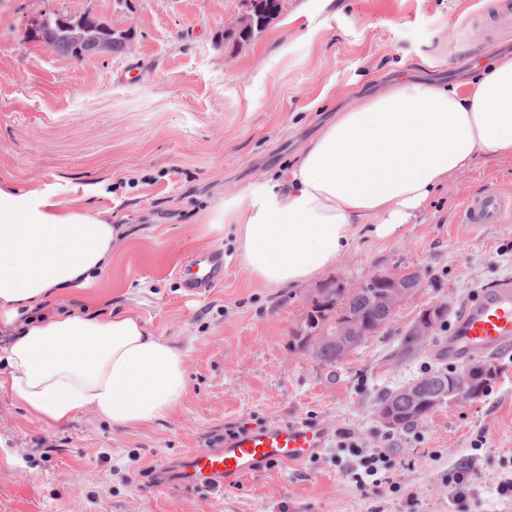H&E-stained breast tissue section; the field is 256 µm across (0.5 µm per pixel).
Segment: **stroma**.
Listing matches in <instances>:
<instances>
[{"label": "stroma", "mask_w": 512, "mask_h": 512, "mask_svg": "<svg viewBox=\"0 0 512 512\" xmlns=\"http://www.w3.org/2000/svg\"><path fill=\"white\" fill-rule=\"evenodd\" d=\"M506 0H282L249 41L227 30L248 0H0V178L39 184L59 200L84 196L126 227L112 267L54 311L133 312L185 354L189 388L153 424L115 427L88 412L58 426L0 391V512H502L512 477V354L486 396L441 406L409 429L377 417L382 395L439 361L430 337L401 339L435 302L449 318L489 283L512 276V223L470 232L466 198L512 195V156H475L432 196L415 223L387 239L363 226L318 278L266 288L243 267L235 227L200 230L232 195L290 168L345 101L395 79L466 91L512 52L493 16ZM88 12L134 28L131 48L74 58L35 35L43 15ZM222 250L224 281L189 298L179 275L198 252ZM419 272L390 324L344 360L322 365L296 340L323 288L377 273ZM330 424L324 451L279 464L233 489L201 493L165 478L184 453L220 447L241 428ZM384 450L390 485H356L341 434ZM466 471L453 499L448 477Z\"/></svg>", "instance_id": "1"}]
</instances>
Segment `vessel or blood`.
<instances>
[{"label": "vessel or blood", "instance_id": "1", "mask_svg": "<svg viewBox=\"0 0 512 512\" xmlns=\"http://www.w3.org/2000/svg\"><path fill=\"white\" fill-rule=\"evenodd\" d=\"M460 221L476 227L510 222L512 196L491 191L468 199ZM181 277L190 295L207 292L224 279L223 252L213 250L192 256ZM437 352L442 359L458 364L479 356L512 352V278L497 281L466 302ZM329 437V426L319 424L256 427L225 438L220 448L185 454L173 479L202 492L233 488L269 465L302 466L325 448Z\"/></svg>", "mask_w": 512, "mask_h": 512}]
</instances>
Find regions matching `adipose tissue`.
Segmentation results:
<instances>
[{
	"mask_svg": "<svg viewBox=\"0 0 512 512\" xmlns=\"http://www.w3.org/2000/svg\"><path fill=\"white\" fill-rule=\"evenodd\" d=\"M512 156V56L467 93L426 82L386 85L337 113L290 169L225 200L238 253L270 288L335 267L367 219L385 239L421 212L476 153ZM123 228L82 198L0 180V391L34 417L65 425L92 411L118 427L164 418L187 392L185 356L138 316L47 313L112 263Z\"/></svg>",
	"mask_w": 512,
	"mask_h": 512,
	"instance_id": "obj_1",
	"label": "adipose tissue"
}]
</instances>
